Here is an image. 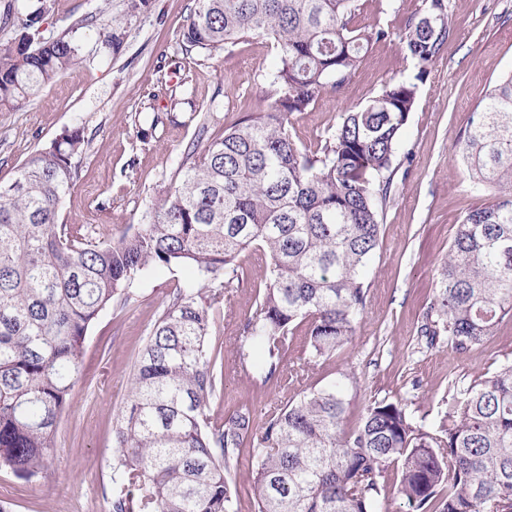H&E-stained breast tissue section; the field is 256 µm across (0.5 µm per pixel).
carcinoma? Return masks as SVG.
I'll return each instance as SVG.
<instances>
[{"label":"carcinoma","instance_id":"1","mask_svg":"<svg viewBox=\"0 0 512 512\" xmlns=\"http://www.w3.org/2000/svg\"><path fill=\"white\" fill-rule=\"evenodd\" d=\"M194 2L184 47L217 50L265 36L279 66L266 108L217 138L199 124L148 223L103 244L60 221L72 159L86 146L78 129L32 152L0 186V469L22 478L42 471L81 379L88 330L161 266L190 271L200 287L167 295L133 364L113 428L112 512H237L244 448L254 512H383L391 466L408 512H512V362L457 391L438 431L385 399L345 431L348 375L284 399L260 424L247 405L211 414L224 391V346L213 333L224 321V293L243 280L242 252L255 247L269 260L233 349L246 379L279 385L302 326L309 364L356 334L400 138L451 33L442 0H425L396 33L355 24L359 0ZM44 10L0 43V108L30 102L76 61L71 39L33 44L28 30ZM100 29L118 49L120 23L104 19ZM393 36L414 72L345 113L320 149L300 148L290 116L345 86L372 46ZM458 160L493 200L461 220L418 335L464 353L512 317V71L473 112Z\"/></svg>","mask_w":512,"mask_h":512}]
</instances>
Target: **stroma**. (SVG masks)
Instances as JSON below:
<instances>
[{"label": "stroma", "mask_w": 512, "mask_h": 512, "mask_svg": "<svg viewBox=\"0 0 512 512\" xmlns=\"http://www.w3.org/2000/svg\"><path fill=\"white\" fill-rule=\"evenodd\" d=\"M445 4L453 32L402 135L355 336L312 366L308 377L288 379L285 390L252 386L237 373L231 350L255 309L265 259L244 252V280L228 288L231 311L216 332L226 356L224 395L213 401V412L244 403L261 420L284 396L347 374L354 382L346 389V427L358 424L371 401L387 399L401 401L418 425L434 429L455 390L512 359V317L463 354L445 343L427 346L418 334L462 218L489 201L471 187L455 156L471 113L512 70V0ZM40 6L45 13L36 39L73 38L79 55L31 103L0 110V184L11 183L25 158L63 130L82 128L88 146L72 161L74 180L60 218L84 225L93 241L113 240L147 222L200 122L218 136L267 104V79L278 62L269 40L249 36L212 52L185 50L179 33L194 0H150L139 12L130 0H0V13L9 7L22 17ZM423 8V0H361L357 21L396 31ZM103 14L124 22L119 52L102 43L93 24ZM412 71L398 39L377 43L344 88L326 89L307 111L291 116V135L299 146L317 148L344 112ZM190 280L181 270L151 269L135 281L128 305L101 313L87 333L83 375L60 418L51 461L29 480L0 469V505L8 512H112V425L128 399L131 366L161 302Z\"/></svg>", "instance_id": "stroma-1"}]
</instances>
